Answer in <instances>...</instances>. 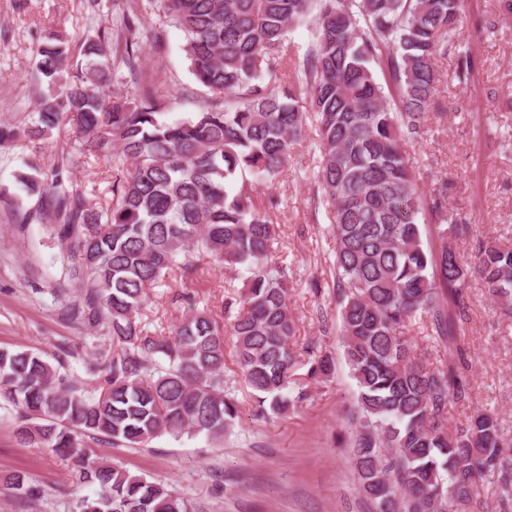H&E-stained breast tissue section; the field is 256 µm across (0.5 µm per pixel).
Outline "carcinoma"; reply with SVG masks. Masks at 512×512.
Here are the masks:
<instances>
[{
  "mask_svg": "<svg viewBox=\"0 0 512 512\" xmlns=\"http://www.w3.org/2000/svg\"><path fill=\"white\" fill-rule=\"evenodd\" d=\"M157 2L185 33L196 82L213 92L192 117L164 119L156 91L138 82L141 9L112 0L111 26L84 41L85 64L73 63L58 35L39 43L38 74L50 84L68 78L39 98L31 126L0 124L2 149L69 120L76 134L68 156L112 163L103 206L35 158L19 175L66 245L65 279L84 288L71 318L109 338L93 394L40 352L0 348V401L21 411L20 442L74 461L77 484L95 488L78 497L76 512H199L163 484L87 458L82 438L133 448L186 434L222 444L238 416L224 376L227 335L260 410L285 413L308 399L294 386L288 267L272 251L269 213L280 201L255 200L303 141L307 113L298 103L308 98L319 151L312 201L330 208L339 339L356 384L350 458L359 491L375 512H468L495 474L511 492L512 455L497 417L477 409L449 428L448 401L469 397L459 368L428 367L401 332L425 317L451 337L465 315L471 263L448 246V183L422 198L402 145L428 129L435 62L448 55L462 0ZM315 7V41L290 64L288 33ZM376 65L394 95H385ZM117 78L134 90L106 96ZM426 214L436 249L424 247ZM479 253L476 273L512 313V246L490 243ZM203 261L245 275L242 292L225 302L229 324L203 309L168 336L151 332L141 311L152 290L189 279ZM444 293L454 299L451 315Z\"/></svg>",
  "mask_w": 512,
  "mask_h": 512,
  "instance_id": "carcinoma-1",
  "label": "carcinoma"
}]
</instances>
